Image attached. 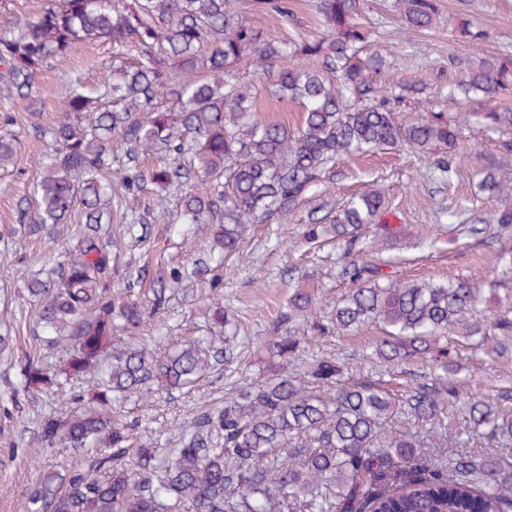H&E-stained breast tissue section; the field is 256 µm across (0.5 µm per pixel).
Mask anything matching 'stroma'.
Listing matches in <instances>:
<instances>
[{"mask_svg":"<svg viewBox=\"0 0 512 512\" xmlns=\"http://www.w3.org/2000/svg\"><path fill=\"white\" fill-rule=\"evenodd\" d=\"M291 16L262 13L260 25L273 39L296 32L307 40L321 37L323 17L316 0H284ZM436 24L424 31L402 29L388 7L391 0H363L359 19L369 41L379 46L390 63L376 75L382 90L416 84L425 92L418 99L398 104L401 118L411 120L431 112H512V75L507 88L494 97L474 95L452 99L450 87L479 61L512 52V0H436ZM111 41L78 46L56 58L36 77L38 98L33 107L0 94V113H10L15 130L23 134L17 166L0 171V334L17 341L12 352L0 353V512H26V495L45 473H66L85 456L72 448H44L37 441L41 417L65 415L66 400L77 394L92 397L98 380L89 374L61 381L47 393L30 394L19 386L27 356H39L51 372H59L64 353L43 346L34 336L35 312L27 298L26 283L47 257H60L76 243L75 227L56 225L51 237L23 235L19 210L34 211L33 166L44 149L35 126L49 127L62 111L61 88L78 77L86 85L99 84L112 70ZM461 146L468 153L458 159V170L448 182L431 176L438 151L384 149L337 161L331 180L329 208L303 207L288 222L250 225L239 256L204 274L211 288H179L164 310L142 327L117 336V344L156 337L158 349L175 346L186 337L203 336L214 313H228V342L239 363L217 366L194 386L146 398L131 395L118 405L123 418L135 426L133 442L157 447L167 454L170 437L191 420L200 406H220L243 388L265 385L274 370L267 348L278 336L277 321L288 310L296 284H307L323 311L349 291L341 275L347 236L336 234L331 223L335 209L369 188L384 191L387 209L378 223L358 230L355 242L363 259L380 264L384 274L401 281H446L455 278H497L512 288V272L497 265L496 253L512 248V238L468 233V225L487 222L500 210L512 207V198L482 193L478 181L486 167H512V152H504L503 134L486 131L477 122L461 124ZM180 203L174 192L150 185L139 200L145 219L142 239L124 237L113 247L112 290L120 292L128 270L145 268L142 291H149L159 275L193 260V253L210 245L215 227L198 224L191 243H184L177 221ZM297 335L305 339L300 351L284 360L282 370L303 376L313 360L334 357L347 365V377L369 378L393 390L403 389L421 372V365L388 371L363 358L367 345L381 336L379 325L347 336L307 338V326L295 319ZM448 342L457 350L459 366L470 375L469 390L488 397L512 388V362H490L467 342L461 330L449 331Z\"/></svg>","mask_w":512,"mask_h":512,"instance_id":"35a3bbf8","label":"stroma"}]
</instances>
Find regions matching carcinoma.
<instances>
[{"instance_id": "carcinoma-1", "label": "carcinoma", "mask_w": 512, "mask_h": 512, "mask_svg": "<svg viewBox=\"0 0 512 512\" xmlns=\"http://www.w3.org/2000/svg\"><path fill=\"white\" fill-rule=\"evenodd\" d=\"M402 27L423 30L437 20L434 0H394ZM325 37L300 46L267 39L235 0H44L40 14L0 30V89L27 101L35 75L49 60L101 39L133 53L115 61L102 89L87 94L79 80L63 90L59 121L37 133L49 153L35 163L38 197L30 231L67 222L80 211L86 230L72 254L27 288L44 341L66 349L61 373L100 374L94 399L73 398V412L47 416L38 426L45 447L91 451L88 469L43 477L28 495L30 512H512V388L492 399L468 395L441 335L455 327L491 360L512 361V305L486 319L484 288L471 279L380 280V266L351 259L341 274L353 285L322 321L314 295L294 289L290 312L312 320L319 337L343 336L379 323L386 336L364 353L386 365L425 360L429 370L394 392L379 382L340 387L342 365L331 357L302 378L278 375L240 392L222 407H205L175 439L166 461L152 448L131 449V428L111 413L112 401L141 394L154 383L184 388L230 362L215 344L221 335L188 338L164 356L147 345L111 347L119 332L139 328L163 308L167 291L209 268L219 254L237 251L247 225L286 222L327 193V176L344 156L384 147L424 152L456 147L457 118L442 112L406 121L380 96L373 75L386 65L379 49L362 53L355 16L360 0H318ZM312 56L314 68L288 59ZM283 62L273 83L283 101L304 107L299 128L258 115L254 82L241 67ZM504 68L468 73L457 93L494 94ZM486 128H512V112L484 115ZM19 134L0 135V169L15 166ZM164 146L168 161L149 175L147 153ZM124 167L112 183V150ZM183 192L180 222L215 224L210 252L192 269H173L157 280L144 302L128 276L125 296L112 298V242L98 224L112 188L125 203L127 233L143 223L137 214L145 180ZM480 188L490 196L512 193V173L486 170ZM385 195L368 189L336 214V228L373 224ZM301 337L288 328L269 346L274 357L299 351ZM52 384L30 359L21 373L25 391ZM463 424H455L456 414ZM451 430L448 451L431 433ZM480 438L509 456L462 449ZM285 449L283 459L276 451Z\"/></svg>"}]
</instances>
